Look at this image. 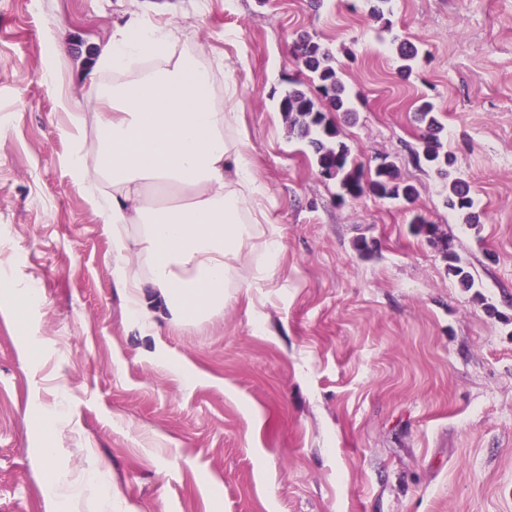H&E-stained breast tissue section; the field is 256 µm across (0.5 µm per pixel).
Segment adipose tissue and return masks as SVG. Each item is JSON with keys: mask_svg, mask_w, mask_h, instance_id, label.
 Wrapping results in <instances>:
<instances>
[{"mask_svg": "<svg viewBox=\"0 0 512 512\" xmlns=\"http://www.w3.org/2000/svg\"><path fill=\"white\" fill-rule=\"evenodd\" d=\"M173 31L130 17L98 63L112 87L91 102L98 160L72 173L112 230V274L132 320L191 323L223 310L229 291L278 272L279 226L269 213L238 115L214 104L210 75L173 51ZM256 265L254 278L243 270ZM61 512L92 499L117 512L112 484L95 465L77 475L52 471Z\"/></svg>", "mask_w": 512, "mask_h": 512, "instance_id": "1", "label": "adipose tissue"}]
</instances>
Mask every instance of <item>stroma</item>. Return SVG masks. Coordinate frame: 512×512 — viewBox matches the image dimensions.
<instances>
[{
	"label": "stroma",
	"instance_id": "obj_1",
	"mask_svg": "<svg viewBox=\"0 0 512 512\" xmlns=\"http://www.w3.org/2000/svg\"><path fill=\"white\" fill-rule=\"evenodd\" d=\"M391 8L387 32L365 0H0V285L41 295L0 298V512H55L49 466L90 462L131 512H512V0ZM133 10L171 26L238 112L281 240L273 281L146 331L71 172L65 111L111 84L93 61ZM304 33L352 92L341 139L365 169L395 162L413 204L339 200L289 132L278 103L310 81L292 52ZM396 39L418 51L412 74ZM423 97L477 228L413 156ZM417 214L439 239L413 233ZM446 242L474 291L449 278ZM60 401L73 428L50 464L41 413Z\"/></svg>",
	"mask_w": 512,
	"mask_h": 512
}]
</instances>
